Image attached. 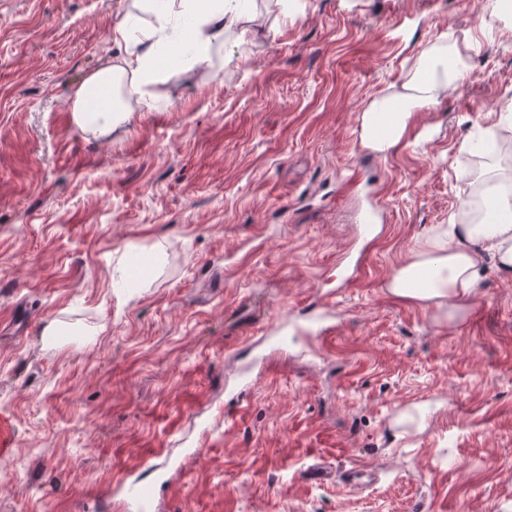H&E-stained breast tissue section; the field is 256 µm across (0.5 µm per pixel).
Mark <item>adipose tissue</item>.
Wrapping results in <instances>:
<instances>
[{
  "instance_id": "adipose-tissue-1",
  "label": "adipose tissue",
  "mask_w": 512,
  "mask_h": 512,
  "mask_svg": "<svg viewBox=\"0 0 512 512\" xmlns=\"http://www.w3.org/2000/svg\"><path fill=\"white\" fill-rule=\"evenodd\" d=\"M253 20L247 0H124L112 24L115 52L71 95L76 126L104 139L132 113L150 112L163 101L161 86L172 72L208 70L228 36H243ZM482 28L480 36L489 35ZM480 36L438 40L425 47L398 88L373 97L358 117L362 144L387 155L404 140L416 110L435 104L471 69ZM512 274V165L486 163L472 193L451 224L432 227L415 242L388 281L390 293L455 318L477 293L485 261Z\"/></svg>"
}]
</instances>
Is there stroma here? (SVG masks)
<instances>
[{
	"mask_svg": "<svg viewBox=\"0 0 512 512\" xmlns=\"http://www.w3.org/2000/svg\"><path fill=\"white\" fill-rule=\"evenodd\" d=\"M488 2L260 9L223 82L173 76L165 106L98 140L69 101L112 53L119 0H0V512H123L134 481L160 512H512V276L486 264L451 323L387 288L472 189L462 146L512 103V35L484 40L391 154L358 132ZM136 261L131 296L114 282ZM321 300L336 332L289 336L236 408L261 327ZM423 403L421 427L395 425ZM320 462L382 478L306 481ZM343 478L351 487L364 488L375 485L379 481L380 473L373 466L358 465L347 469Z\"/></svg>",
	"mask_w": 512,
	"mask_h": 512,
	"instance_id": "obj_1",
	"label": "stroma"
}]
</instances>
